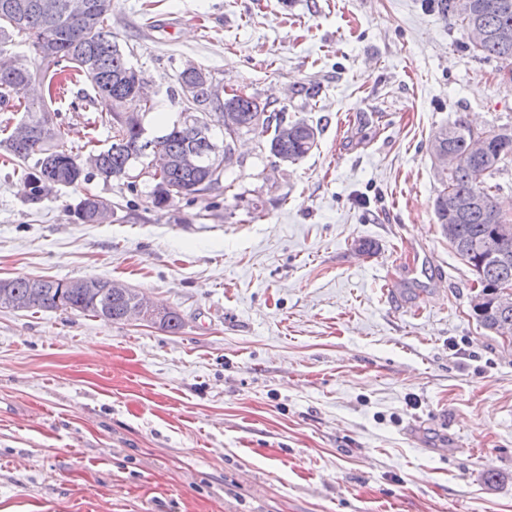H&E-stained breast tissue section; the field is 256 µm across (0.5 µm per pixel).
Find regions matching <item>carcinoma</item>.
Wrapping results in <instances>:
<instances>
[{
    "mask_svg": "<svg viewBox=\"0 0 512 512\" xmlns=\"http://www.w3.org/2000/svg\"><path fill=\"white\" fill-rule=\"evenodd\" d=\"M46 0H0V109L23 110L30 134L18 138L12 132L0 145L23 167L24 179L32 201L39 200L58 186H73L91 177L103 181L125 178L130 165L161 152L169 165L154 182L150 198L163 207L175 198H197L222 187L224 171L212 170L213 159L198 157L193 167L182 163L195 150L194 126L183 121L161 134H143L141 114L154 108L142 90L145 82L129 63L123 51L112 41L108 21L112 0H87L88 13L73 14L69 0H53L55 13L44 12L39 4ZM454 0H436L441 12L452 17L463 30L473 25L483 27L486 38L468 46L481 59L512 62V0H471L469 14L457 13ZM20 36L32 50L34 62L7 54L13 37ZM64 66L89 81L96 100L105 107L111 130V143L104 149L91 148L84 154L68 149L65 133L54 121L45 104L17 102L30 84L44 77L53 67ZM202 96L210 98L199 107L187 102L185 111L205 112L207 106L219 110L228 143L257 123L272 131L267 143L276 162L293 164L317 147V129L304 121H286L282 112H269L267 105L245 92L224 99L211 96L210 88ZM288 122V134L281 125ZM451 148L461 156L451 174L438 172L441 189L434 200V212L442 232L452 230L448 242L464 260L479 285L481 300L472 305V316L493 331L506 320L512 322V307L502 308L498 286L512 283V228L492 223L501 211L496 202L499 184L493 178L512 163V126L492 127L477 134L462 119L440 127L434 135L433 148ZM33 166H27L30 159ZM96 194H85L76 206L77 219L83 224H104L112 218L114 203L107 212L99 211ZM503 253L505 260L489 258L490 250ZM92 288H82L67 279H13L0 288V307L16 311L60 310L79 312L94 318L126 322L137 303L126 288H112L110 281L91 279Z\"/></svg>",
    "mask_w": 512,
    "mask_h": 512,
    "instance_id": "cac0c4a2",
    "label": "carcinoma"
}]
</instances>
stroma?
Returning <instances> with one entry per match:
<instances>
[{"label":"stroma","mask_w":512,"mask_h":512,"mask_svg":"<svg viewBox=\"0 0 512 512\" xmlns=\"http://www.w3.org/2000/svg\"><path fill=\"white\" fill-rule=\"evenodd\" d=\"M109 25L149 132L190 61L318 142L277 168L245 133L229 192L160 209L136 167L34 203L0 161V279L118 280L184 321L0 307V512H512V346L470 315L430 154L512 125V64L432 0H113ZM91 92L52 102L77 153L109 143ZM88 192L110 222L77 219Z\"/></svg>","instance_id":"stroma-1"}]
</instances>
